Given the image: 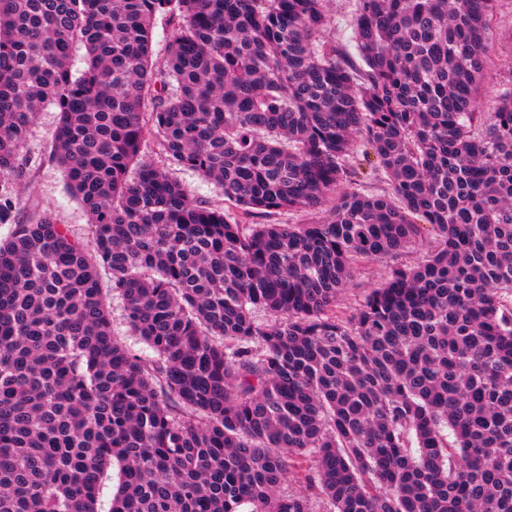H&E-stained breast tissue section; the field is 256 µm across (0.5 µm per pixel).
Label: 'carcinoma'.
I'll use <instances>...</instances> for the list:
<instances>
[{
    "label": "carcinoma",
    "instance_id": "1",
    "mask_svg": "<svg viewBox=\"0 0 512 512\" xmlns=\"http://www.w3.org/2000/svg\"><path fill=\"white\" fill-rule=\"evenodd\" d=\"M358 2L352 54L324 0H0V512H97L115 465L111 512H512V85L478 109L497 0ZM45 105L86 241L15 219ZM151 132L224 208L144 158ZM359 140L390 194L351 187ZM424 229V260L336 314L356 261ZM104 276L151 356L113 335ZM173 172L181 180L190 197L207 200L216 206L224 205V196L213 183L201 179L197 174L188 170ZM334 197L330 196L328 200L318 209L311 213H292V212H280L270 217H258L254 219V222L259 224H307L310 221L321 220L327 216L331 207L334 205Z\"/></svg>",
    "mask_w": 512,
    "mask_h": 512
}]
</instances>
